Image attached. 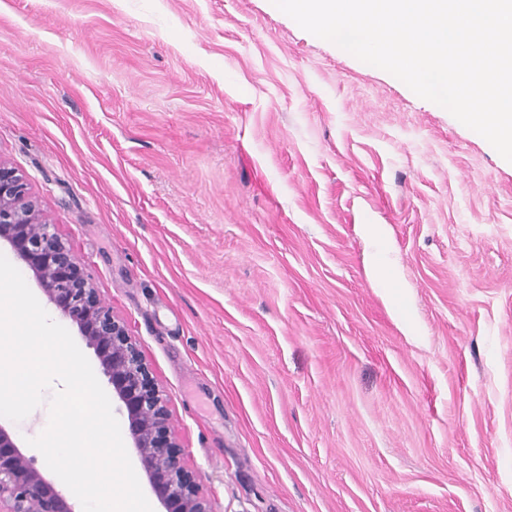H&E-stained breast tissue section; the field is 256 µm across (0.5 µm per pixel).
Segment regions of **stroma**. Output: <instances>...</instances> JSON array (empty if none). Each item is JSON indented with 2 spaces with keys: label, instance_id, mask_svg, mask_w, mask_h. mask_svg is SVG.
Returning <instances> with one entry per match:
<instances>
[{
  "label": "stroma",
  "instance_id": "stroma-1",
  "mask_svg": "<svg viewBox=\"0 0 512 512\" xmlns=\"http://www.w3.org/2000/svg\"><path fill=\"white\" fill-rule=\"evenodd\" d=\"M0 160L215 512H512V163L272 0H0Z\"/></svg>",
  "mask_w": 512,
  "mask_h": 512
}]
</instances>
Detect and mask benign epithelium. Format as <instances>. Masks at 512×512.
Returning <instances> with one entry per match:
<instances>
[{
  "mask_svg": "<svg viewBox=\"0 0 512 512\" xmlns=\"http://www.w3.org/2000/svg\"><path fill=\"white\" fill-rule=\"evenodd\" d=\"M32 272L48 301L93 349L126 417L134 448L161 512H215L182 444L153 372L123 319L101 301L72 248L46 220L24 174L0 161V242ZM0 512H78L0 425Z\"/></svg>",
  "mask_w": 512,
  "mask_h": 512,
  "instance_id": "obj_1",
  "label": "benign epithelium"
}]
</instances>
